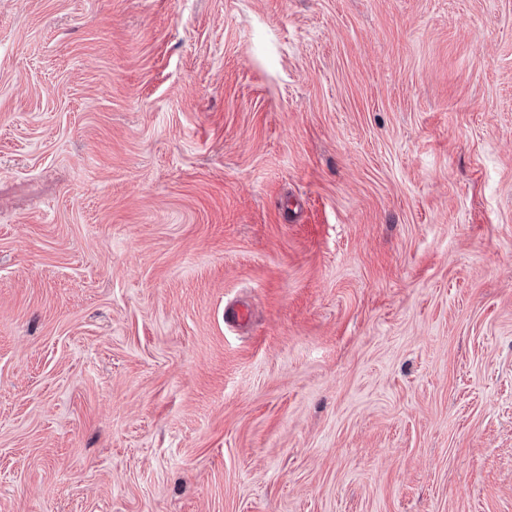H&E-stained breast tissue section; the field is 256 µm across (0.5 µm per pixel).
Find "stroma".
I'll list each match as a JSON object with an SVG mask.
<instances>
[{"mask_svg":"<svg viewBox=\"0 0 512 512\" xmlns=\"http://www.w3.org/2000/svg\"><path fill=\"white\" fill-rule=\"evenodd\" d=\"M0 512H512V0H0Z\"/></svg>","mask_w":512,"mask_h":512,"instance_id":"obj_1","label":"stroma"}]
</instances>
